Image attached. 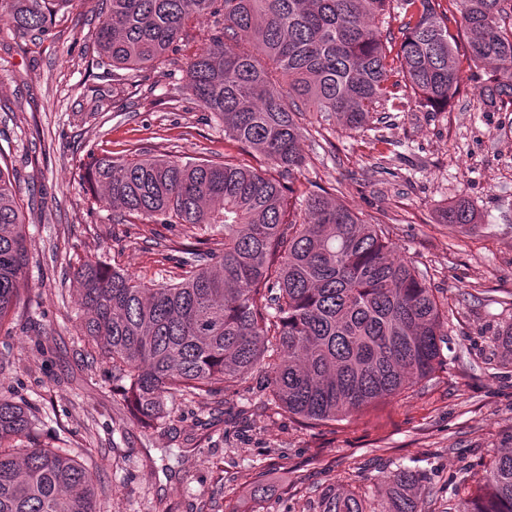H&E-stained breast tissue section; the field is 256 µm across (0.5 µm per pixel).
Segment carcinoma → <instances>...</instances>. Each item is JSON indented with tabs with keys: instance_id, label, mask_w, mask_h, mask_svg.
Masks as SVG:
<instances>
[{
	"instance_id": "obj_1",
	"label": "carcinoma",
	"mask_w": 512,
	"mask_h": 512,
	"mask_svg": "<svg viewBox=\"0 0 512 512\" xmlns=\"http://www.w3.org/2000/svg\"><path fill=\"white\" fill-rule=\"evenodd\" d=\"M16 30L50 33L65 0H4ZM476 68L495 78L486 105L512 112V0H455ZM402 10L397 51L384 42L391 7ZM94 33L101 62L139 70L163 60L190 25L214 19L206 46L186 62L185 87L224 133L263 156L250 165L166 157H97L86 182L117 220L224 226L218 251L180 262L181 281L147 285L86 261L73 271L86 318L81 333L112 360L137 421L167 417L173 397L203 396L260 375L275 407L310 425L339 422L428 378L444 363L448 317L433 288L379 224L325 190L285 191L305 163L299 115L318 112L351 130L398 107L403 75L419 106H448L460 83L448 20L433 0H105ZM443 224L477 223L460 200ZM29 260L14 174L0 165V322L22 300ZM421 476L384 480L378 512H423ZM89 471L38 442L30 407L0 397V512H96ZM319 512H366L329 484ZM454 512H512V447L495 454L477 491Z\"/></svg>"
}]
</instances>
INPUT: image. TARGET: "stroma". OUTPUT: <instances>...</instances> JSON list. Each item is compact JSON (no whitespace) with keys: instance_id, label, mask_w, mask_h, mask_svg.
I'll use <instances>...</instances> for the list:
<instances>
[{"instance_id":"stroma-1","label":"stroma","mask_w":512,"mask_h":512,"mask_svg":"<svg viewBox=\"0 0 512 512\" xmlns=\"http://www.w3.org/2000/svg\"><path fill=\"white\" fill-rule=\"evenodd\" d=\"M102 0L56 6L48 36L19 34L0 9V150L16 175L27 220L24 301L0 326V397L32 406L39 440L93 473L97 512H317L328 483L379 506L382 482L408 468L425 512H449L462 480L478 476L512 435V362L494 343L512 323V112L487 109L490 71L462 62L442 112L405 100L354 132L304 113L306 161L295 195L321 185L370 224L387 225L448 313L446 363L400 395L350 419L309 428L270 404L258 378L207 397L173 398L166 421L132 417L111 363L80 334L72 271L91 260L144 282L178 280L183 224H116L80 162L96 155L223 162L238 156L224 125L184 81L202 20L157 65L113 76L93 48ZM475 227L441 223L459 200ZM267 487L253 496L255 482Z\"/></svg>"}]
</instances>
